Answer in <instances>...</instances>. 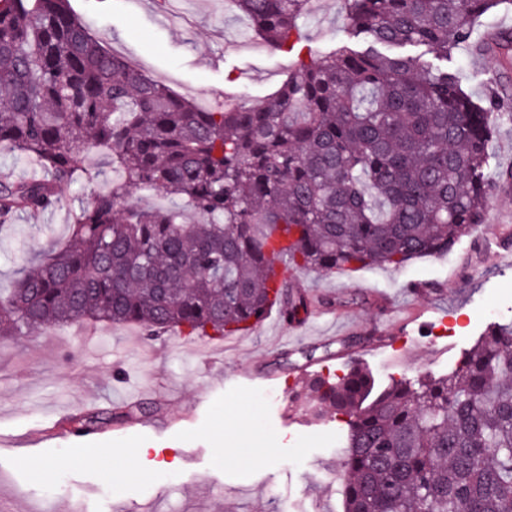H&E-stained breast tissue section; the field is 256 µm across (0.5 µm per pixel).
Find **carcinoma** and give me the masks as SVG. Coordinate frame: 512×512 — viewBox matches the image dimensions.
Returning <instances> with one entry per match:
<instances>
[{
	"instance_id": "1",
	"label": "carcinoma",
	"mask_w": 512,
	"mask_h": 512,
	"mask_svg": "<svg viewBox=\"0 0 512 512\" xmlns=\"http://www.w3.org/2000/svg\"><path fill=\"white\" fill-rule=\"evenodd\" d=\"M228 2L272 47L301 41L310 0ZM346 2L365 49L299 58L261 107L205 111L106 50L69 0H0V150L43 171L0 178V231L56 208L64 184L89 190L66 241L0 289V336L77 320L231 336L276 306L290 319L311 306L283 296L277 233L289 268L336 273L446 254L484 223L509 178L489 136L512 112L475 102L448 63L512 0ZM92 148L115 173L103 190ZM136 188L185 201L198 222L126 205ZM293 402L347 417L344 512H512V321L444 376L378 388L351 361L334 381L304 378ZM123 414L66 422L91 434Z\"/></svg>"
}]
</instances>
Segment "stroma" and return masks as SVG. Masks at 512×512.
<instances>
[{
  "instance_id": "35a3bbf8",
  "label": "stroma",
  "mask_w": 512,
  "mask_h": 512,
  "mask_svg": "<svg viewBox=\"0 0 512 512\" xmlns=\"http://www.w3.org/2000/svg\"><path fill=\"white\" fill-rule=\"evenodd\" d=\"M91 35L173 94L199 99L240 91L253 105L293 66L295 55L252 37L224 0H70ZM345 0H311L302 42L320 56L346 40ZM512 30V11L482 17L457 54L463 86L512 101V70L483 51L487 33ZM60 205L0 231V286L66 236L87 197L62 186ZM486 237L463 238L451 253L406 267L346 275L284 269L289 289L318 302L297 322L277 318L236 337L149 334L137 324H78L0 338V512H344L338 467L345 417L318 422L288 409L305 373L342 375L365 361L380 382L429 371L443 375L491 321H512V185L488 203ZM420 324L401 335L412 312ZM449 336L431 346L423 326ZM257 371L259 380L243 375ZM127 405L134 415L83 437L70 414ZM265 449L251 465L224 459L227 443ZM105 448H145L126 474ZM50 473H43V465Z\"/></svg>"
}]
</instances>
